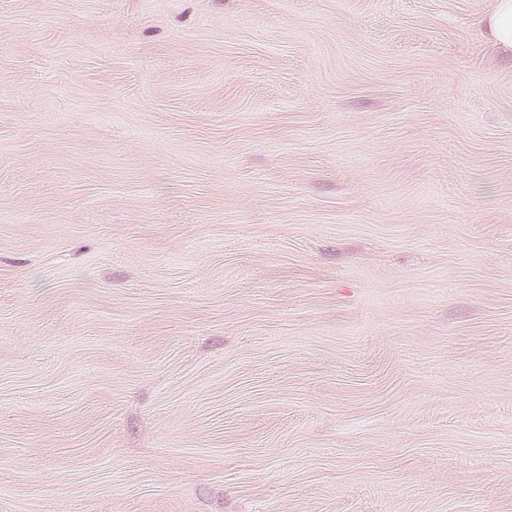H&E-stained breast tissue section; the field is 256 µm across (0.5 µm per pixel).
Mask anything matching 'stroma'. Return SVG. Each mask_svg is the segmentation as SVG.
Returning <instances> with one entry per match:
<instances>
[{
    "mask_svg": "<svg viewBox=\"0 0 512 512\" xmlns=\"http://www.w3.org/2000/svg\"><path fill=\"white\" fill-rule=\"evenodd\" d=\"M495 0H0V512H512Z\"/></svg>",
    "mask_w": 512,
    "mask_h": 512,
    "instance_id": "obj_1",
    "label": "stroma"
}]
</instances>
